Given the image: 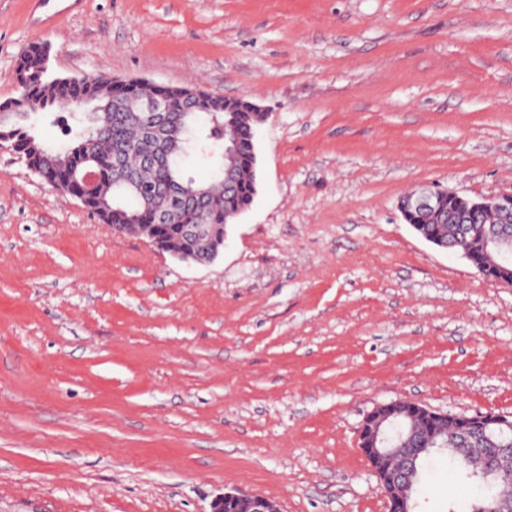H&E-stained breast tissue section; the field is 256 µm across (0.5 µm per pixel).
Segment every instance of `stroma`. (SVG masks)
Listing matches in <instances>:
<instances>
[{
  "label": "stroma",
  "mask_w": 512,
  "mask_h": 512,
  "mask_svg": "<svg viewBox=\"0 0 512 512\" xmlns=\"http://www.w3.org/2000/svg\"><path fill=\"white\" fill-rule=\"evenodd\" d=\"M245 98L257 194L207 264L113 232L0 148V512H387L365 417L512 412V285L406 224L512 191V0H0L19 56ZM477 492L446 458L415 512ZM225 507L231 512H279L276 503L269 498L232 491L214 501L212 512H224Z\"/></svg>",
  "instance_id": "obj_1"
}]
</instances>
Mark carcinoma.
Instances as JSON below:
<instances>
[{"label": "carcinoma", "mask_w": 512, "mask_h": 512, "mask_svg": "<svg viewBox=\"0 0 512 512\" xmlns=\"http://www.w3.org/2000/svg\"><path fill=\"white\" fill-rule=\"evenodd\" d=\"M45 44L33 43L21 54L16 68L19 95L0 102V144H5L34 174L67 195L75 194L82 206L100 223L117 225L133 235L152 231L153 240L165 252L206 254L195 237L186 233L200 227L211 240H224L227 225L248 210L257 193L252 135L263 113L246 99H226L207 91L192 112L182 111L185 88L140 86L131 83L116 92L110 82L92 77L50 82L42 70ZM167 103L165 121L144 126L145 102ZM233 119L239 146L222 151L224 123ZM44 124L57 126L68 143L56 148L40 136ZM122 148L126 169L109 165L112 152ZM193 153L212 154L210 175L201 180L189 173L186 159ZM143 154L152 155L165 175L144 169ZM102 161L100 180L91 188L79 183L82 168ZM232 188L224 189V175ZM207 192L202 210L179 209L168 223L154 224L156 211L177 192ZM406 223L440 249L453 247L470 254L472 264L483 276L498 280L505 270L488 262L485 242L492 231L488 219L473 224H437L421 211L406 213ZM392 434L401 441L416 437L410 447L417 455L409 488L416 503L424 464L435 456H448L451 470L463 481L474 484L479 494L466 505V512H497L501 500L512 489V470L498 463L502 449L512 448V429L497 430L482 421L461 424L451 416H423L410 423L399 416Z\"/></svg>", "instance_id": "obj_1"}]
</instances>
